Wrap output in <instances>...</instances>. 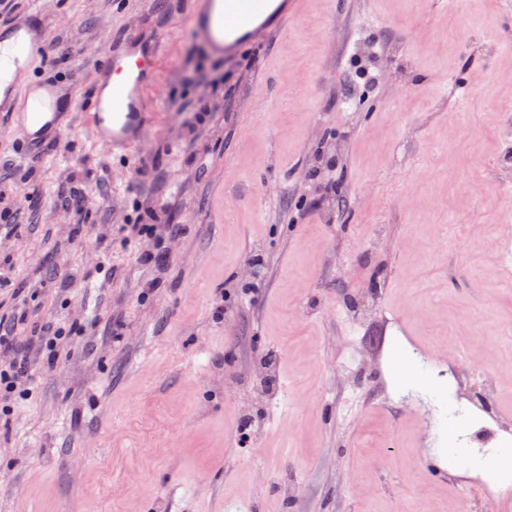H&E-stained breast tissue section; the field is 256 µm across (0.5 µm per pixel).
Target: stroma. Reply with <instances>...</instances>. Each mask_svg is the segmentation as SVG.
Returning a JSON list of instances; mask_svg holds the SVG:
<instances>
[{"label": "stroma", "instance_id": "35a3bbf8", "mask_svg": "<svg viewBox=\"0 0 512 512\" xmlns=\"http://www.w3.org/2000/svg\"><path fill=\"white\" fill-rule=\"evenodd\" d=\"M0 16L34 17L30 75L82 98L112 41L162 46L133 154L80 107L23 156L0 112V225L16 227L0 316L20 294L71 333L57 367L31 354L29 394L0 418V512H499L512 476L428 463L481 426L512 439V0H303L229 54L192 0ZM374 51L368 87L350 63Z\"/></svg>", "mask_w": 512, "mask_h": 512}]
</instances>
